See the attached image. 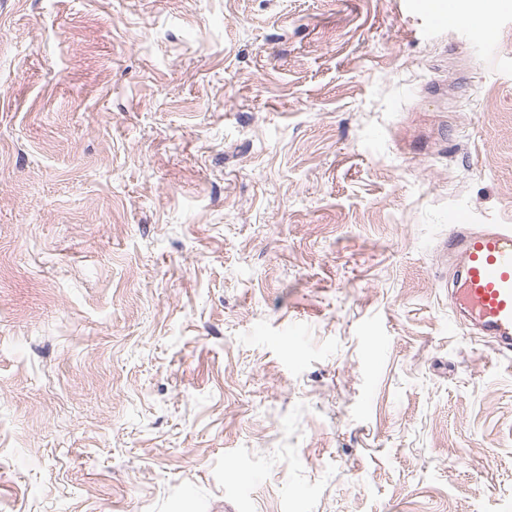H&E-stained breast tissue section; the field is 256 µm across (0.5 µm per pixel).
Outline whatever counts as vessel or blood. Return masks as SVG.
Returning <instances> with one entry per match:
<instances>
[{
  "instance_id": "vessel-or-blood-1",
  "label": "vessel or blood",
  "mask_w": 512,
  "mask_h": 512,
  "mask_svg": "<svg viewBox=\"0 0 512 512\" xmlns=\"http://www.w3.org/2000/svg\"><path fill=\"white\" fill-rule=\"evenodd\" d=\"M448 222V257L459 284L452 306L500 355H512V225L476 229L460 210L449 211Z\"/></svg>"
}]
</instances>
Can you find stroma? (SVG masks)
<instances>
[{
    "label": "stroma",
    "instance_id": "1",
    "mask_svg": "<svg viewBox=\"0 0 512 512\" xmlns=\"http://www.w3.org/2000/svg\"><path fill=\"white\" fill-rule=\"evenodd\" d=\"M0 0V512H512V0ZM448 258L461 288L453 308L468 325L492 339L499 354H512V225L483 224L475 229L462 210L448 212Z\"/></svg>",
    "mask_w": 512,
    "mask_h": 512
}]
</instances>
